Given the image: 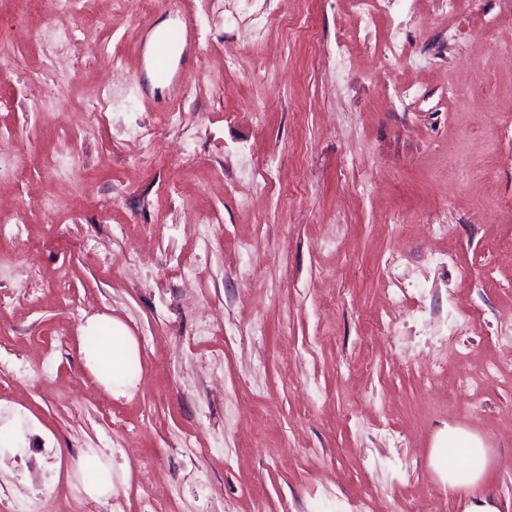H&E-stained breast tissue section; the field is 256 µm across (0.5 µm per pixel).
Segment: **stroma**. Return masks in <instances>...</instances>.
<instances>
[{
    "label": "stroma",
    "mask_w": 512,
    "mask_h": 512,
    "mask_svg": "<svg viewBox=\"0 0 512 512\" xmlns=\"http://www.w3.org/2000/svg\"><path fill=\"white\" fill-rule=\"evenodd\" d=\"M27 9L0 0V209L24 220L0 291H28L0 307V425L25 437L0 450V512H90L94 452L112 512H143L149 479L165 512H349L367 489L368 512H423L429 485L443 512L475 494L512 512V10L391 0L340 77L348 0ZM261 9L285 23L225 69L229 17ZM411 12L446 18L408 29L416 69L382 51ZM186 14L205 50L175 94L152 86L140 29ZM69 57L78 74L54 66ZM133 126L166 145L144 170ZM97 316L137 345L120 392L84 358ZM452 427L491 450L472 495L448 486ZM34 471L57 501L32 498ZM88 460L89 466L97 470L98 477L90 480L87 489L91 494L103 495L112 489L111 470L96 454H91Z\"/></svg>",
    "instance_id": "obj_1"
}]
</instances>
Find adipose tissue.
Masks as SVG:
<instances>
[{"label":"adipose tissue","instance_id":"1","mask_svg":"<svg viewBox=\"0 0 512 512\" xmlns=\"http://www.w3.org/2000/svg\"><path fill=\"white\" fill-rule=\"evenodd\" d=\"M89 331L96 335L85 358L92 372L110 389L128 385L126 364L136 353L132 336L118 322L108 317L90 321ZM448 485L471 489L482 484L490 465V451L478 436L462 428L448 431Z\"/></svg>","mask_w":512,"mask_h":512}]
</instances>
